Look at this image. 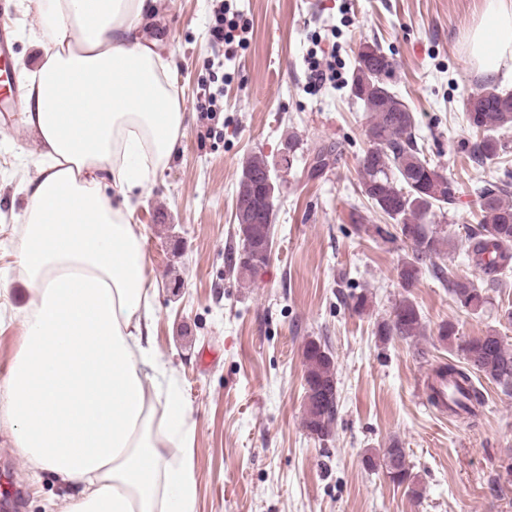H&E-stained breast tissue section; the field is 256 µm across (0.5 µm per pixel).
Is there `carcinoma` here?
<instances>
[{"mask_svg": "<svg viewBox=\"0 0 512 512\" xmlns=\"http://www.w3.org/2000/svg\"><path fill=\"white\" fill-rule=\"evenodd\" d=\"M393 69V62L378 44L360 45L350 92L369 113L365 136L370 147L360 160L359 170L361 194L393 221L395 238L411 251L398 270L401 286L413 287L422 269L430 268L460 308L479 313L489 302V292L502 287L503 277L512 271V171H504L498 181L474 188L482 219L468 237L469 257L475 267L483 270L482 279L475 283L440 266L437 259L450 239L432 227V219L436 213L443 214L454 207L457 187L425 154L424 144L415 133V113L390 86ZM465 119L474 132L473 139L462 144L470 160L484 165L500 158L507 149L502 131L512 128V92L490 82L483 84L468 99ZM271 167L263 155H253L243 164L248 176L260 183L271 173ZM237 210L263 213L262 223L237 227L241 253L233 269L252 275L268 262L261 251H251L248 258L244 254L246 247L253 246V236L268 223L266 204L256 193L239 191ZM423 331L420 309L406 296L396 303L389 318L377 323L375 335L385 343L393 337L413 339ZM458 334L456 324L450 320L438 326L439 340L450 348L457 347L463 365L450 362L438 367L437 372L448 376V414L475 417L485 398L473 378L483 376L505 394H512V347L495 330L462 341ZM302 356L304 382L309 385L305 389L309 406L304 409L303 426L322 439L330 434L338 407L335 362L328 348L315 340L304 344ZM364 463L369 469L382 472L391 483L406 486L413 496H421L416 476L398 442L368 451Z\"/></svg>", "mask_w": 512, "mask_h": 512, "instance_id": "1", "label": "carcinoma"}]
</instances>
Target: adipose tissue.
<instances>
[{
  "label": "adipose tissue",
  "instance_id": "adipose-tissue-1",
  "mask_svg": "<svg viewBox=\"0 0 512 512\" xmlns=\"http://www.w3.org/2000/svg\"><path fill=\"white\" fill-rule=\"evenodd\" d=\"M34 4L23 122L45 149L20 188L32 290L0 415L32 474L77 487L50 512H196L194 423L152 343L132 203L184 132L175 60L142 32L161 0ZM466 53L488 76L512 59V0H487Z\"/></svg>",
  "mask_w": 512,
  "mask_h": 512
}]
</instances>
